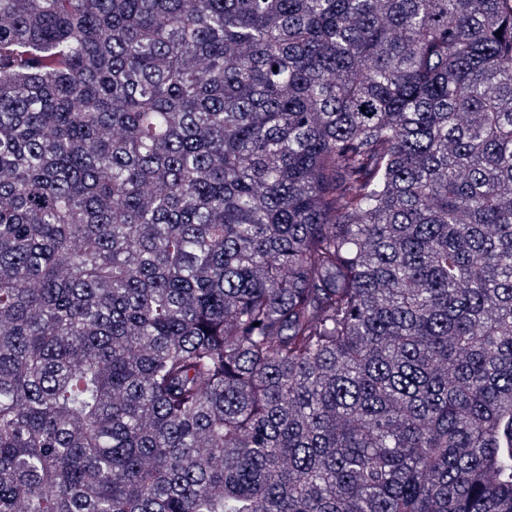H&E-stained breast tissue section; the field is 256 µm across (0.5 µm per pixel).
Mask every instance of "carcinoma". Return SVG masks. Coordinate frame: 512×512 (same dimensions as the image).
<instances>
[{
  "label": "carcinoma",
  "instance_id": "1",
  "mask_svg": "<svg viewBox=\"0 0 512 512\" xmlns=\"http://www.w3.org/2000/svg\"><path fill=\"white\" fill-rule=\"evenodd\" d=\"M0 512H512V0H0Z\"/></svg>",
  "mask_w": 512,
  "mask_h": 512
}]
</instances>
